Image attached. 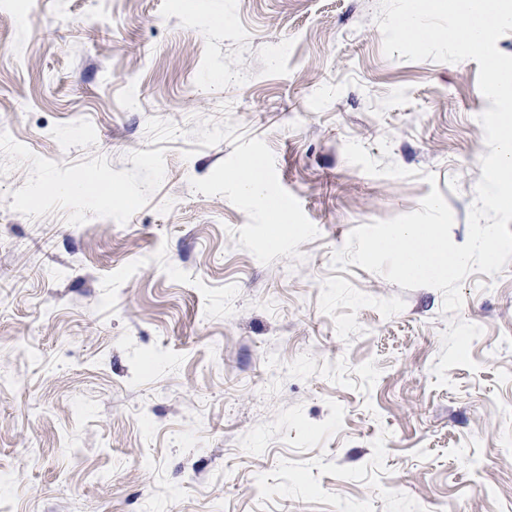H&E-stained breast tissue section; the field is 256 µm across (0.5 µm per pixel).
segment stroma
<instances>
[{
    "mask_svg": "<svg viewBox=\"0 0 512 512\" xmlns=\"http://www.w3.org/2000/svg\"><path fill=\"white\" fill-rule=\"evenodd\" d=\"M18 2L0 512H507L512 262L456 313L331 267L435 187L467 240L477 62L386 57L378 0ZM246 157L280 218L236 185ZM89 177L114 193L76 224L48 186Z\"/></svg>",
    "mask_w": 512,
    "mask_h": 512,
    "instance_id": "obj_1",
    "label": "stroma"
}]
</instances>
